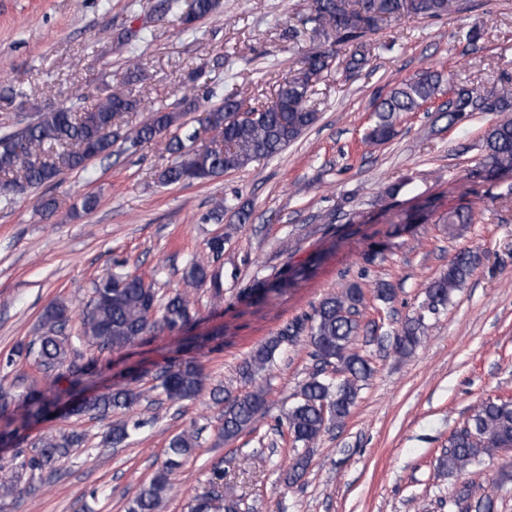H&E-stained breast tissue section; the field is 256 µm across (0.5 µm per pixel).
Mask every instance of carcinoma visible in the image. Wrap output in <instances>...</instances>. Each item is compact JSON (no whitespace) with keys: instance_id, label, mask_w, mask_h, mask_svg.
Instances as JSON below:
<instances>
[{"instance_id":"cac0c4a2","label":"carcinoma","mask_w":512,"mask_h":512,"mask_svg":"<svg viewBox=\"0 0 512 512\" xmlns=\"http://www.w3.org/2000/svg\"><path fill=\"white\" fill-rule=\"evenodd\" d=\"M222 0H186L178 20L190 24L217 13ZM465 10L461 0H311L306 22L312 32L328 43L308 53L304 69L279 84L274 98L244 107L237 94L224 95L222 103L204 111L198 126L189 129L181 121L182 113L196 110L195 100L183 95L175 104L151 111L149 119L138 127L117 131L119 118L137 110L141 101L130 96L129 86L142 76V63L134 57L127 60L122 78L94 102L80 110L57 108L42 113L40 118L14 132L0 137V186L17 189L22 196L58 182L65 172H83L96 157L112 155V148L121 143L122 151L136 153L147 142L167 136L166 151L174 157L160 171L159 184L171 185L203 181L242 170L261 159L271 158L295 142L317 121V112L310 105L313 84L338 64L349 72L364 68L369 62L368 34L388 19H399L406 13L425 17H441ZM454 100L448 104V124H454L474 112L512 111V81L477 83L470 87L448 86ZM443 93L440 73L424 71L402 82L374 106V120L366 134L373 144L387 142L397 135L396 117L415 112L424 103ZM210 136V145L195 147L201 135ZM484 175L494 179L512 170V118L491 124L483 137ZM474 212L468 207L448 211L442 223L472 224ZM224 253V240L214 238L208 243V256L191 260L183 271L188 288L211 283L215 297L221 285L211 272V263ZM479 263V256L470 251L458 252L448 269L425 289L418 310L405 319L393 336L377 338L378 345L388 342L399 354H408L418 346L427 330V319L445 310L452 303L454 292L463 288ZM364 293L358 284H351L340 293L324 298L313 312L289 323L277 336L258 346L240 368V375L254 382L273 361L282 344H293L307 338L312 356L320 364L299 390L297 402L278 421L286 427L295 448H310L327 425L341 424L355 405L359 391L373 376L370 362L354 348L361 330L360 307ZM71 309L63 300L48 304L41 315L43 332L17 355L32 359L44 373L57 372L67 383L65 393L74 395L71 414L104 416L114 409H129L141 400L142 393L120 388L90 398L80 395L99 372L95 359L87 361L79 355L75 343L96 347L102 353L123 350L157 330L179 331L194 318L188 293L178 292L165 302H158L151 286L137 274L108 272L93 283L90 305L82 311L81 330L76 336L65 333ZM336 365L344 373L342 379L324 375V367ZM158 388L172 403L190 401L205 389L207 376L193 359H178L160 372ZM213 396L224 395V422L221 435L229 440L251 426L265 409V389L257 385L250 392L233 396L215 388ZM24 412L11 408L8 396L0 394V442L9 443L14 435L33 421L52 412L60 399L39 386L28 383L21 393ZM137 429L126 421L112 423L102 441L118 447L127 442ZM200 432L182 431L170 439L162 469L129 499L125 512H158L172 485V476L183 458L199 445ZM84 437L78 433H62L39 439L33 454L18 462L0 464V499L16 500L22 471H40L51 477L78 448ZM502 448H512V398L487 397L471 410L464 426L448 437V449L437 459L441 476H462L480 466L485 458ZM239 512L233 499H215L205 493L194 500L191 512ZM496 501L486 494L472 501L467 483L448 495V512H495Z\"/></svg>"}]
</instances>
